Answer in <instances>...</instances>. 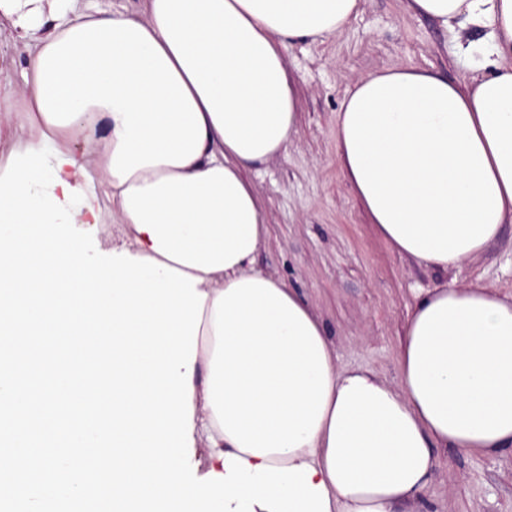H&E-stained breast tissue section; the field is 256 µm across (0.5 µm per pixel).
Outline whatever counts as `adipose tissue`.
<instances>
[{
    "instance_id": "adipose-tissue-1",
    "label": "adipose tissue",
    "mask_w": 512,
    "mask_h": 512,
    "mask_svg": "<svg viewBox=\"0 0 512 512\" xmlns=\"http://www.w3.org/2000/svg\"><path fill=\"white\" fill-rule=\"evenodd\" d=\"M360 0H143L79 12L0 0L28 54L21 97L60 177L105 203L110 249L196 277L206 296L193 363V431L207 469L313 468L329 512L423 503L437 449L512 452V294L444 283L414 296L398 384L338 370L321 320L252 268L264 239L247 174L283 155L297 100L284 50L340 33ZM480 32L468 78L396 66L358 79L336 150L370 224L400 255L461 268L512 220V0H408ZM86 149L75 155L72 146ZM120 232H113V225Z\"/></svg>"
}]
</instances>
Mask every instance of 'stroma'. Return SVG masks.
I'll list each match as a JSON object with an SVG mask.
<instances>
[{
	"instance_id": "35a3bbf8",
	"label": "stroma",
	"mask_w": 512,
	"mask_h": 512,
	"mask_svg": "<svg viewBox=\"0 0 512 512\" xmlns=\"http://www.w3.org/2000/svg\"><path fill=\"white\" fill-rule=\"evenodd\" d=\"M26 61L10 26L0 27V115L12 117L18 137L30 134L18 91ZM286 63L299 120L285 154L248 174L268 227L254 267L311 305L334 343L337 368L368 367L398 384L413 291L439 277L395 252L369 223L337 160L336 113L358 76L413 65L456 82L469 64L437 20L408 12L404 0H361L342 33L294 42ZM474 283L512 293V223L457 271V286ZM437 457L427 490L433 512H512L511 454L442 449Z\"/></svg>"
}]
</instances>
